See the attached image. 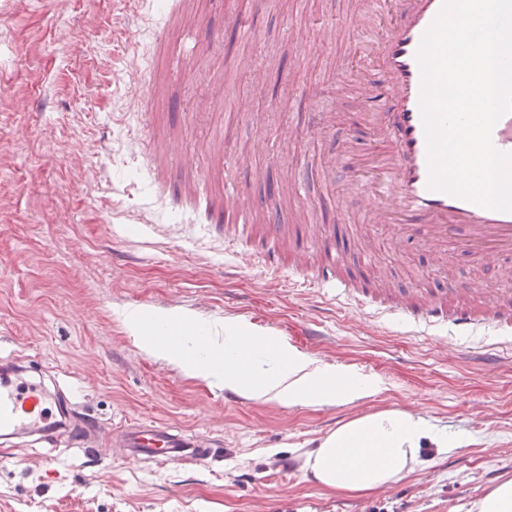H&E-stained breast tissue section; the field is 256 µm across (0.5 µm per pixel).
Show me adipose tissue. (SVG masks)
I'll use <instances>...</instances> for the list:
<instances>
[{"instance_id":"obj_1","label":"adipose tissue","mask_w":512,"mask_h":512,"mask_svg":"<svg viewBox=\"0 0 512 512\" xmlns=\"http://www.w3.org/2000/svg\"><path fill=\"white\" fill-rule=\"evenodd\" d=\"M143 346L173 367L205 377L212 375L214 359H223L225 389L291 407L355 406L384 386L380 377L317 360L232 318L224 321L223 350L210 360L189 356L180 345L155 336ZM466 443V437L440 433L427 412L382 409L339 424L305 451L304 469L330 492H375L408 478L429 462L431 453Z\"/></svg>"}]
</instances>
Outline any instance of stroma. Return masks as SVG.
<instances>
[{
  "mask_svg": "<svg viewBox=\"0 0 512 512\" xmlns=\"http://www.w3.org/2000/svg\"><path fill=\"white\" fill-rule=\"evenodd\" d=\"M226 0H0V364L41 378L70 410L106 429L159 421L215 443L203 463L158 465L110 440L75 447L67 430L0 440V512H468L512 480V352L488 363L492 335L460 338L401 318L375 320L335 292L273 273L225 239L191 186L224 178L246 198L311 205L282 255L316 235L346 255V276L401 290L512 289V261L439 258L384 229L365 270L350 226L359 203L347 145L371 149L353 100L321 96L351 43L333 36L348 0H265L254 36L226 27ZM157 90L142 100V73ZM152 115L144 128L142 112ZM335 113V134L319 114ZM194 355L223 343L224 320L285 338L314 358L376 375L355 406L227 402L218 377L148 354L141 311ZM424 410L472 444L381 493H331L304 475L303 450L352 417Z\"/></svg>",
  "mask_w": 512,
  "mask_h": 512,
  "instance_id": "1",
  "label": "stroma"
}]
</instances>
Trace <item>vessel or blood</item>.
Listing matches in <instances>:
<instances>
[{
	"mask_svg": "<svg viewBox=\"0 0 512 512\" xmlns=\"http://www.w3.org/2000/svg\"><path fill=\"white\" fill-rule=\"evenodd\" d=\"M442 0H357L356 25L381 19L378 36L356 53L355 67L339 65L336 81L324 92L352 96L366 110L363 119L375 137L369 152L349 149L342 168L362 198L359 222L364 236L393 225L398 237L442 254L512 259V212L481 207L427 186V143L419 109L421 86L416 54L423 33L439 13ZM496 149L512 153V113L492 130ZM343 256L331 241L306 242L298 248L292 271L303 281L331 288L378 317L398 313L408 323L446 324L466 336L491 324L512 348V293L501 288L448 287L432 293L369 288L341 273ZM47 392L41 384L0 374V436L35 433L46 422ZM122 445L159 465L204 461L207 453L190 439L156 422L136 423L122 432Z\"/></svg>",
	"mask_w": 512,
	"mask_h": 512,
	"instance_id": "1",
	"label": "vessel or blood"
}]
</instances>
